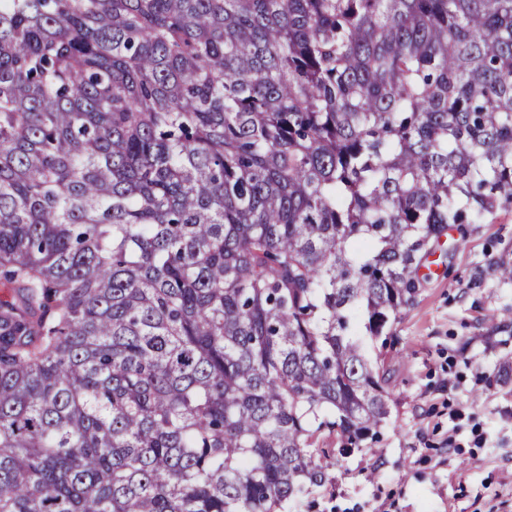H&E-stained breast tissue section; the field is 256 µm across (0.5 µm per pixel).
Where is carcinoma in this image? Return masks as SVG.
<instances>
[{"label":"carcinoma","instance_id":"carcinoma-1","mask_svg":"<svg viewBox=\"0 0 512 512\" xmlns=\"http://www.w3.org/2000/svg\"><path fill=\"white\" fill-rule=\"evenodd\" d=\"M507 202L512 0H0V512H285Z\"/></svg>","mask_w":512,"mask_h":512}]
</instances>
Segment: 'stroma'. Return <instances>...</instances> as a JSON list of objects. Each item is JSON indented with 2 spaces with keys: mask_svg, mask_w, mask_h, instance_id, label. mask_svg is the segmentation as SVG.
I'll return each mask as SVG.
<instances>
[{
  "mask_svg": "<svg viewBox=\"0 0 512 512\" xmlns=\"http://www.w3.org/2000/svg\"><path fill=\"white\" fill-rule=\"evenodd\" d=\"M387 351L372 449L320 445L327 480L288 512H512V205L450 228Z\"/></svg>",
  "mask_w": 512,
  "mask_h": 512,
  "instance_id": "35a3bbf8",
  "label": "stroma"
}]
</instances>
